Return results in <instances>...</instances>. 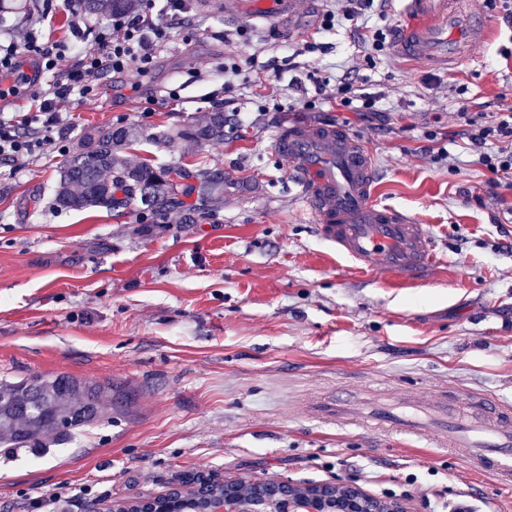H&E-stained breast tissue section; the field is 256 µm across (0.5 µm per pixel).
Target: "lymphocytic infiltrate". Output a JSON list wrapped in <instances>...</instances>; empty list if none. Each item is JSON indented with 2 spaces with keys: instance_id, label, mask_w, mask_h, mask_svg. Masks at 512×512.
<instances>
[{
  "instance_id": "f902f5d3",
  "label": "lymphocytic infiltrate",
  "mask_w": 512,
  "mask_h": 512,
  "mask_svg": "<svg viewBox=\"0 0 512 512\" xmlns=\"http://www.w3.org/2000/svg\"><path fill=\"white\" fill-rule=\"evenodd\" d=\"M375 0H345L339 8L326 10L321 21L323 30L345 28L353 31L359 41L372 51L386 53L392 47V37L397 27L367 25L365 13ZM186 9L185 0H164L158 11L142 14H117L108 24L95 27L88 18L76 15L72 25V46L79 50L78 62L62 67L64 52L53 43L41 42L36 32H26L22 39L0 42V84L16 80L21 71L17 62L19 54L30 56L40 71L53 75V81L42 94L37 112L31 113L27 122L41 134L40 140L25 138L14 129L12 119L0 113V156H19L35 148L54 144L64 136L66 118L59 109L60 102L73 97L84 98L95 87L94 78L102 70L121 73L150 62L158 42L168 33V22ZM97 31L95 49H84L89 29ZM463 138L478 153V161L494 175L512 187V106H506L478 121L464 117Z\"/></svg>"
}]
</instances>
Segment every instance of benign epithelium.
Masks as SVG:
<instances>
[{
    "label": "benign epithelium",
    "mask_w": 512,
    "mask_h": 512,
    "mask_svg": "<svg viewBox=\"0 0 512 512\" xmlns=\"http://www.w3.org/2000/svg\"><path fill=\"white\" fill-rule=\"evenodd\" d=\"M257 502L247 504L240 497L241 485L227 481L224 498L214 501L209 512H270L266 503L279 505L278 512H407L399 501L378 499L351 481L338 479L321 485L318 492H303L300 486L286 480L270 479L252 483ZM332 499L333 507H325V498Z\"/></svg>",
    "instance_id": "obj_1"
}]
</instances>
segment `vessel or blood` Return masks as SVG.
I'll return each mask as SVG.
<instances>
[{"label": "vessel or blood", "mask_w": 512, "mask_h": 512, "mask_svg": "<svg viewBox=\"0 0 512 512\" xmlns=\"http://www.w3.org/2000/svg\"><path fill=\"white\" fill-rule=\"evenodd\" d=\"M256 6L261 18L281 25L294 3L257 0ZM405 12L397 46L414 59L448 64L486 36V16L466 0H405ZM274 146L293 166L319 237L361 271L423 281L440 265L424 225L375 201L373 156L352 135L330 125L284 126ZM468 403L465 411L454 401L404 396L373 406L368 418L401 434L431 433L442 445L471 456L483 470L512 477V405L474 395Z\"/></svg>", "instance_id": "b4317fda"}]
</instances>
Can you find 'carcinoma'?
<instances>
[{
    "mask_svg": "<svg viewBox=\"0 0 512 512\" xmlns=\"http://www.w3.org/2000/svg\"><path fill=\"white\" fill-rule=\"evenodd\" d=\"M86 13L133 12L139 0H74ZM224 112H209L172 137L147 134L137 128L98 131L86 137L82 149L61 169L53 189V205L65 211L137 208L156 224L168 212L186 209L200 218L215 211L224 198V173L196 166H156L138 163L127 150L141 140L175 138L190 147L203 141L224 140ZM195 196L188 204L184 198ZM134 391L122 383L87 381L59 375L0 379V460L12 461L22 453L43 458L67 445L87 429L113 422L131 413ZM179 501L185 512H205L207 502L224 494V482L188 477ZM172 500L164 495L130 499L112 505L110 512H170Z\"/></svg>",
    "mask_w": 512,
    "mask_h": 512,
    "instance_id": "cac0c4a2",
    "label": "carcinoma"
}]
</instances>
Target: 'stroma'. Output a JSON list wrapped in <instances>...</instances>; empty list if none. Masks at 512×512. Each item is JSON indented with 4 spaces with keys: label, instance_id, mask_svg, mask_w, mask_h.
<instances>
[{
    "label": "stroma",
    "instance_id": "obj_1",
    "mask_svg": "<svg viewBox=\"0 0 512 512\" xmlns=\"http://www.w3.org/2000/svg\"><path fill=\"white\" fill-rule=\"evenodd\" d=\"M470 6L489 37L445 66L395 50L370 63L353 33L320 29L327 0H296L279 29L250 17L247 0H190L144 73L104 71L95 97L62 103V148L0 156V378L68 374L137 391L125 420L48 457L0 462V512H104L189 472L351 480L408 512L458 501L512 512V480L366 420L374 401L403 394L512 403V188L493 185L458 134L461 113L512 105V28L488 0ZM72 24L64 0H27L0 17V35L35 27L64 45ZM309 40L321 50L305 51ZM343 80L376 94L381 118L317 95ZM215 110L228 119L221 141L128 152L223 170L224 202L208 218L181 210L144 224L135 210L53 207L87 132L176 129ZM322 124L371 150L378 203L426 226L443 258L429 281L359 273L318 236L274 139L284 125ZM336 393L353 415L308 416Z\"/></svg>",
    "mask_w": 512,
    "mask_h": 512
}]
</instances>
